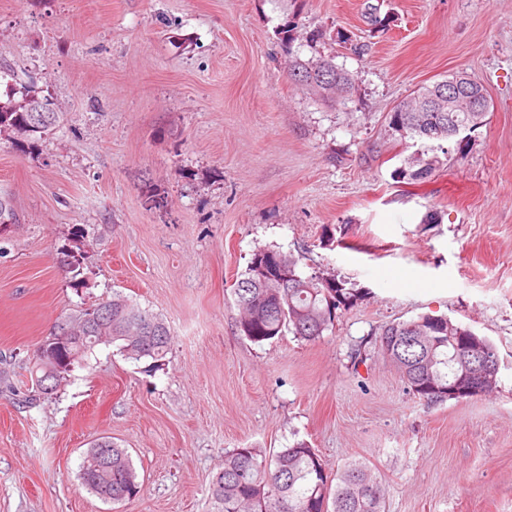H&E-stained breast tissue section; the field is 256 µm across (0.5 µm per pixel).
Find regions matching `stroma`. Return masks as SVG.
<instances>
[{
  "instance_id": "stroma-1",
  "label": "stroma",
  "mask_w": 512,
  "mask_h": 512,
  "mask_svg": "<svg viewBox=\"0 0 512 512\" xmlns=\"http://www.w3.org/2000/svg\"><path fill=\"white\" fill-rule=\"evenodd\" d=\"M289 35L353 74L348 100L295 86ZM0 70L64 115L32 152L0 134V512H212L225 451L301 441L374 469L386 512H512V0H0ZM457 71L484 83L485 125L396 178L439 148L390 112ZM259 248L361 301L315 342L244 339L232 288ZM116 290L166 323L162 365L101 345L26 403L53 322ZM425 313L495 345L492 393L425 403L376 353L382 325ZM102 436L129 449L134 500L82 484Z\"/></svg>"
}]
</instances>
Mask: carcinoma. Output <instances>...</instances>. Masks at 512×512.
I'll return each instance as SVG.
<instances>
[{"label":"carcinoma","mask_w":512,"mask_h":512,"mask_svg":"<svg viewBox=\"0 0 512 512\" xmlns=\"http://www.w3.org/2000/svg\"><path fill=\"white\" fill-rule=\"evenodd\" d=\"M293 38H286L287 53L292 55V80L308 93L318 74L330 80L336 89L327 102L342 99L352 88L349 72L336 66L334 57L320 55L308 60L293 53ZM439 83L413 92L400 108L390 113L389 125L403 139L446 140L448 127L460 124L475 130L474 113L467 111L461 98V111L441 112L433 97ZM7 101H0V131L9 130L34 146L60 123L61 113L53 102L39 95L30 85L16 84L6 91ZM443 162L440 158L418 160V169L397 171L401 178L420 180L430 176ZM256 253L288 264L290 278L279 282L274 274H262L260 263L249 264L233 288L234 303L241 312L239 334L254 344L272 342L286 333L305 341H316L334 326L339 311H346L362 300V295L347 282L333 275L305 276L298 270L299 258L279 249L259 248ZM85 260L81 248H62L59 264L71 271ZM52 332L63 336L112 337L120 353L139 361L150 358L159 363L168 353L170 332L165 322L134 304L118 291L112 298L85 308L75 316L57 321ZM475 332L453 320L438 328L432 315L423 314L409 321L386 324L374 332L375 349L401 373L409 392L427 403H442L448 394L423 390L426 382L446 384L459 367V337ZM95 346L65 347L60 360L68 365L64 373L91 354ZM110 471L93 475L81 470L82 483L102 499L114 504L136 498L141 486L131 455L125 448L112 446L103 456ZM387 487L364 462L345 464L328 475L317 451L304 442L288 448H234L224 452V467L210 485V497L216 512H385Z\"/></svg>","instance_id":"obj_1"}]
</instances>
